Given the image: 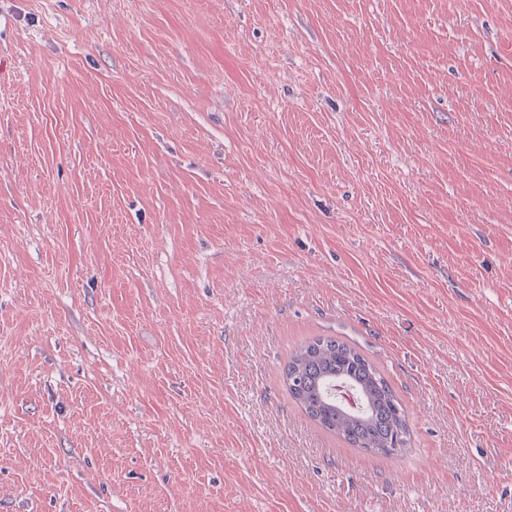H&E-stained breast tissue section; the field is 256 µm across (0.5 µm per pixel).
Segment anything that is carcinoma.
<instances>
[{
    "label": "carcinoma",
    "instance_id": "1",
    "mask_svg": "<svg viewBox=\"0 0 512 512\" xmlns=\"http://www.w3.org/2000/svg\"><path fill=\"white\" fill-rule=\"evenodd\" d=\"M290 397L323 430L374 455L406 448L402 403L377 366L351 343L315 336L290 354L283 371Z\"/></svg>",
    "mask_w": 512,
    "mask_h": 512
}]
</instances>
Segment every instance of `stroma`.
Instances as JSON below:
<instances>
[{"mask_svg": "<svg viewBox=\"0 0 512 512\" xmlns=\"http://www.w3.org/2000/svg\"><path fill=\"white\" fill-rule=\"evenodd\" d=\"M0 512H512V0H0ZM283 379L307 416L345 443L380 456L406 448L410 434L402 403L377 366L351 343L328 336L306 340L290 354ZM336 381L359 393L361 411H350L330 396Z\"/></svg>", "mask_w": 512, "mask_h": 512, "instance_id": "1", "label": "stroma"}]
</instances>
